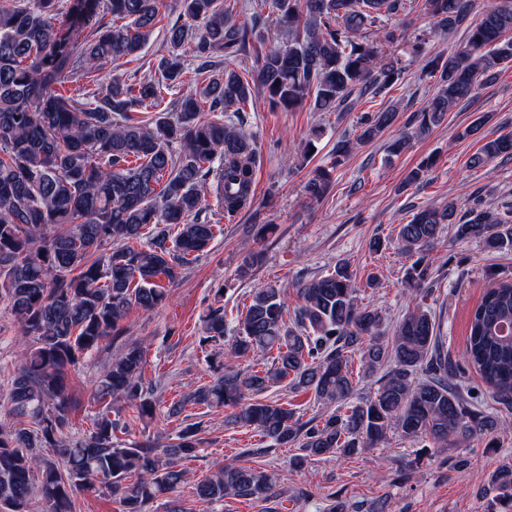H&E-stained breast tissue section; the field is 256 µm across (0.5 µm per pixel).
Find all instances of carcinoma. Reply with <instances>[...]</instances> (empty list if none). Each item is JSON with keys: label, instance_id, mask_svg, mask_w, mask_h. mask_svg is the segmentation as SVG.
<instances>
[{"label": "carcinoma", "instance_id": "obj_1", "mask_svg": "<svg viewBox=\"0 0 512 512\" xmlns=\"http://www.w3.org/2000/svg\"><path fill=\"white\" fill-rule=\"evenodd\" d=\"M176 3L179 14L165 28L168 53L157 58L155 76L130 84L114 76L104 90L65 95L59 85L80 76L96 83L103 64L117 68L141 54L164 0H0V300L22 337L11 414L29 420L26 427L0 425V512H30L36 497L48 512H75L76 490H106L119 496L123 512H153L156 500L184 483L178 461L197 456L198 424H185L174 442H115L112 402L125 401L140 420L156 411L140 345L127 343L112 358L95 390L104 406L80 437L68 436L65 377L124 335L121 323L131 309L162 306L167 293L159 281L178 282L222 231L201 219L207 196L229 217L254 203L253 136L209 114L242 112L259 92L284 112L308 101L318 112H334L356 93L380 94L397 83L407 56L426 60L427 74L439 75L416 115V133L428 135L512 64V0H496L476 20V0H422L435 31L466 32L456 53L433 58L426 38L401 48L389 27L407 0H269L276 25L262 34L237 23L224 0ZM77 30L88 37H73ZM255 38L268 47L246 79L230 64L249 53ZM218 52L224 69L182 96L172 116L144 115L183 83L186 57L202 73ZM396 116L393 108L365 113L356 143L381 138ZM509 156L511 134L485 142L471 163ZM434 164L431 156L422 160L406 184L425 183ZM330 182V171L316 170L305 195L323 198ZM446 228L457 240L512 251L507 211L478 201L463 208L453 198L420 207L396 235L398 248L414 258L406 271L410 285L428 281L425 251ZM295 290L291 318L288 298L272 285L254 290L231 329L224 307H210L205 340L219 342L229 330L233 336L224 374L188 401L231 408L232 423L256 429L275 448L299 445L296 466L351 456L391 434L421 449L459 448L500 429L456 378L472 367L498 403L512 406V279L484 292L456 363L443 348L440 322L421 301L393 336L385 335L382 312L359 302L345 261ZM258 353L272 355L271 364L233 366ZM355 355L362 378L373 379L362 396ZM277 384L310 391L336 411L302 422L283 404L257 399ZM489 484L492 512H512V463ZM275 486L267 470L228 464L197 482L195 496L208 512L226 499H276Z\"/></svg>", "mask_w": 512, "mask_h": 512}]
</instances>
